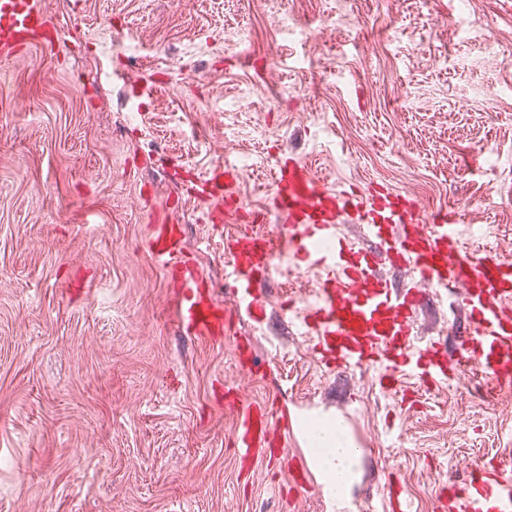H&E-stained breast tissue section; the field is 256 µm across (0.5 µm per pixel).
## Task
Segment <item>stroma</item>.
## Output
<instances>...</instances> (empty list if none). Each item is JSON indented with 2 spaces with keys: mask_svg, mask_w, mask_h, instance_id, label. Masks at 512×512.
<instances>
[{
  "mask_svg": "<svg viewBox=\"0 0 512 512\" xmlns=\"http://www.w3.org/2000/svg\"><path fill=\"white\" fill-rule=\"evenodd\" d=\"M61 32L40 66L0 55V512H336L327 478L295 492L276 464L241 471L219 392L297 406L301 452L341 425L367 512L399 480L438 512L471 462L512 471V390L476 371L383 394L373 368L330 369L287 298L292 266L254 287L259 318L184 335L147 242L183 229L218 302L224 238L287 236L276 159L332 189L411 193L512 246V0H42ZM248 161L220 224L201 175ZM467 320L426 292L415 340L455 345ZM251 344V369L235 359Z\"/></svg>",
  "mask_w": 512,
  "mask_h": 512,
  "instance_id": "obj_1",
  "label": "stroma"
}]
</instances>
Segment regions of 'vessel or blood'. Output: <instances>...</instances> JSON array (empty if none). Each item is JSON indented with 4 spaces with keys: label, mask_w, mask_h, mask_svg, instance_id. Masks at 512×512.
Instances as JSON below:
<instances>
[{
    "label": "vessel or blood",
    "mask_w": 512,
    "mask_h": 512,
    "mask_svg": "<svg viewBox=\"0 0 512 512\" xmlns=\"http://www.w3.org/2000/svg\"><path fill=\"white\" fill-rule=\"evenodd\" d=\"M59 31L41 0H0V53L13 54L40 45L54 49ZM232 164L216 167L206 185L220 198L234 181ZM273 208L288 219V237L247 232L227 236L231 257L225 278L231 307L217 305L204 276L186 256L178 225L163 224L149 250L170 279L181 329L188 336L220 338L231 316L261 310L264 301L251 289L257 277L276 272L277 250L289 251L306 270L322 277L293 319L311 336L326 367L380 369V381L398 385L410 378L439 388L468 368H476L498 388L512 387V257L479 253L462 241L461 225L445 214H422L402 193L374 192L356 197L329 188L309 165L288 157L274 168ZM355 211L374 246L345 241L337 226ZM412 267L436 292L457 290L468 311V330L455 349L432 341L414 344L415 312L422 291L394 288L381 266ZM234 416L232 445L243 465L260 458L291 456L296 436L291 415L272 402L244 403L228 395ZM440 512H512V477L498 465L478 461L462 482L439 494Z\"/></svg>",
    "instance_id": "1"
}]
</instances>
